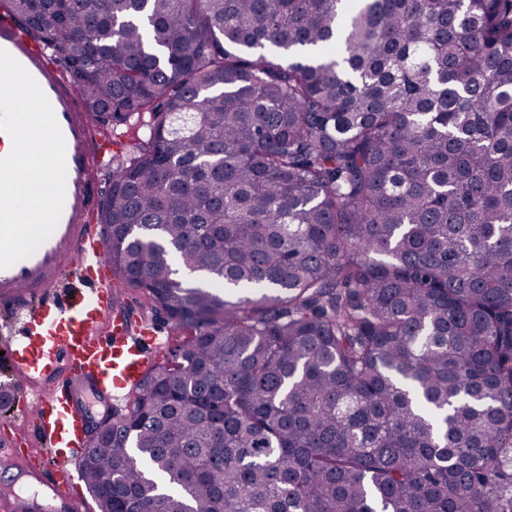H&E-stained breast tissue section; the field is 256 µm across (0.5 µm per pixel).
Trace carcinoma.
Wrapping results in <instances>:
<instances>
[{
    "label": "carcinoma",
    "mask_w": 512,
    "mask_h": 512,
    "mask_svg": "<svg viewBox=\"0 0 512 512\" xmlns=\"http://www.w3.org/2000/svg\"><path fill=\"white\" fill-rule=\"evenodd\" d=\"M3 20L102 126L152 121L100 221L187 336L86 439L99 512H512V0Z\"/></svg>",
    "instance_id": "1"
}]
</instances>
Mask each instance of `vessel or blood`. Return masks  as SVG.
Instances as JSON below:
<instances>
[{"mask_svg":"<svg viewBox=\"0 0 512 512\" xmlns=\"http://www.w3.org/2000/svg\"><path fill=\"white\" fill-rule=\"evenodd\" d=\"M0 49L36 80L66 147L65 198L53 233L30 257L0 269V309L15 318L7 347L11 388L34 393L36 435L55 450L22 469L52 489L58 512H82L81 475L67 455L82 445L94 416L87 403L106 410L122 403L163 345L151 331L130 340L124 316L112 307L105 227L96 221L106 194L97 175L105 139L96 121L82 112L48 47L2 22Z\"/></svg>","mask_w":512,"mask_h":512,"instance_id":"vessel-or-blood-1","label":"vessel or blood"}]
</instances>
